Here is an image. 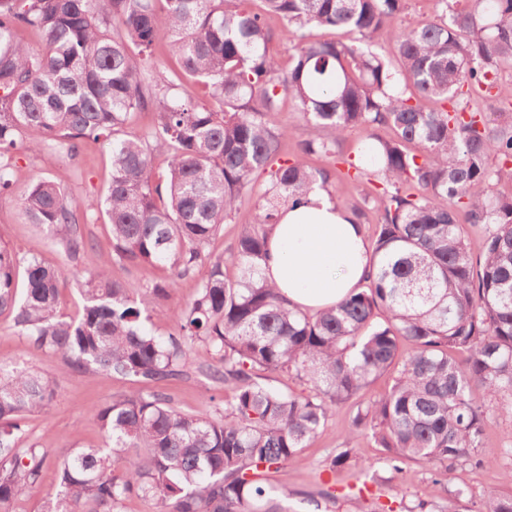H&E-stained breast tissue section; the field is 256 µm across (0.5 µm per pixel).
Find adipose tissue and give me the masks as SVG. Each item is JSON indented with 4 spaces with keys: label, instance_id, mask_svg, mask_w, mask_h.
Listing matches in <instances>:
<instances>
[{
    "label": "adipose tissue",
    "instance_id": "adipose-tissue-1",
    "mask_svg": "<svg viewBox=\"0 0 512 512\" xmlns=\"http://www.w3.org/2000/svg\"><path fill=\"white\" fill-rule=\"evenodd\" d=\"M268 282L300 309L315 312L333 306L358 288L369 269L361 225L352 223L318 189L286 210L269 241Z\"/></svg>",
    "mask_w": 512,
    "mask_h": 512
}]
</instances>
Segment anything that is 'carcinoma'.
<instances>
[{"instance_id": "carcinoma-1", "label": "carcinoma", "mask_w": 512, "mask_h": 512, "mask_svg": "<svg viewBox=\"0 0 512 512\" xmlns=\"http://www.w3.org/2000/svg\"><path fill=\"white\" fill-rule=\"evenodd\" d=\"M251 2L0 0V192L12 186L14 150L73 155L83 140L103 138L112 145L103 206L113 256L167 267L148 289L156 304L206 268L159 336L109 264L86 282L81 312L66 317L62 270L0 246V311L15 312L29 346L62 354L74 372L144 384L93 409L103 443L59 462L44 512H121L133 496L160 512H284L268 474L297 461L348 402L356 412L344 446L322 473L333 476L370 436L392 470L414 462L431 471L419 512H459L466 488L440 496L457 464L512 460V435L498 447L485 441L491 414L512 418V193L498 191L512 186V84L499 82L512 63V0H473L467 13L437 0L435 18L407 24V0H260L259 10ZM21 28L38 31L39 48L18 39ZM315 29L355 38L320 40ZM161 37L180 66L169 79L146 73V52ZM284 41L294 48L286 71L277 57ZM483 92L493 105H463ZM284 96L317 134L281 161ZM137 111L151 112L153 124L127 135ZM355 130L352 156L342 145ZM156 154L168 159L164 181L153 177ZM364 182L349 213L357 224L376 213L366 281L329 309L290 307L263 276L281 212L315 187L333 198L337 185ZM245 194L257 197L250 220L225 259L211 258L210 241ZM22 209L70 258L86 251L78 228L88 212L73 208L63 176L32 182ZM470 228L482 232L477 254ZM197 345L224 388L215 414L185 413L149 389L184 377ZM390 370V391L360 401ZM278 374L308 392L276 389ZM54 393L52 380L0 363V512L41 484L51 449L22 446L19 433ZM487 498L488 512H512V492Z\"/></svg>"}]
</instances>
